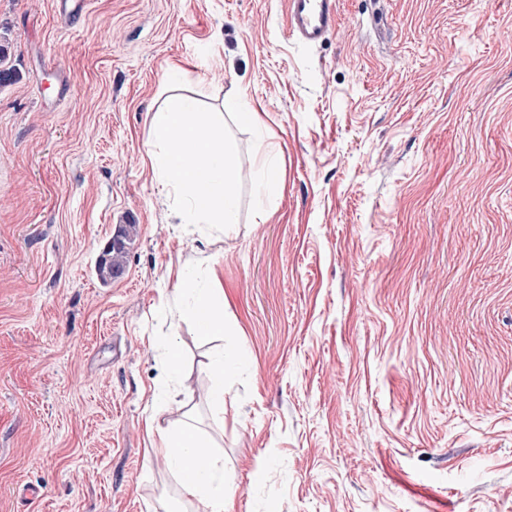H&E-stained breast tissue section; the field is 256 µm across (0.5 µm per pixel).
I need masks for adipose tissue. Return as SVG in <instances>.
<instances>
[{
  "label": "adipose tissue",
  "mask_w": 512,
  "mask_h": 512,
  "mask_svg": "<svg viewBox=\"0 0 512 512\" xmlns=\"http://www.w3.org/2000/svg\"><path fill=\"white\" fill-rule=\"evenodd\" d=\"M243 106L242 96L232 94L224 100L223 113L217 114L198 109L189 97L173 94L155 112L150 139L156 151L149 162L164 184L185 200L181 223L236 224L238 189L229 163L235 146L224 131L222 117L240 116L257 125V114ZM177 318L195 324L201 340L223 335L222 289H194L192 302L178 310ZM147 430L154 452L176 473L183 496L195 501L196 512H224V465L213 460L197 469L195 451L204 442L191 419L162 426L152 417Z\"/></svg>",
  "instance_id": "ef3b65f1"
}]
</instances>
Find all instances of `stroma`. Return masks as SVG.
<instances>
[{
    "label": "stroma",
    "mask_w": 512,
    "mask_h": 512,
    "mask_svg": "<svg viewBox=\"0 0 512 512\" xmlns=\"http://www.w3.org/2000/svg\"><path fill=\"white\" fill-rule=\"evenodd\" d=\"M0 44V512H192L150 445L159 397L230 512H512V0H339L315 47L285 0H0ZM176 91L259 114L224 122L232 230H178L148 164ZM182 266L224 290L212 342L169 317ZM219 347L243 361L220 427ZM116 231H118V235L121 238V245L119 247H113L112 250L107 253L106 258L100 257L98 263V275L104 282L108 281V279H112L111 274L113 272H121L124 269L128 246L136 236V224L119 225ZM233 364V357L224 353V348L215 352L211 358L210 369L215 377L214 388L210 392V407L224 420V373Z\"/></svg>",
    "instance_id": "stroma-1"
}]
</instances>
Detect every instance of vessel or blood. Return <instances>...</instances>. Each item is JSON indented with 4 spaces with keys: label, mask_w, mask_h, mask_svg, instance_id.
<instances>
[{
    "label": "vessel or blood",
    "mask_w": 512,
    "mask_h": 512,
    "mask_svg": "<svg viewBox=\"0 0 512 512\" xmlns=\"http://www.w3.org/2000/svg\"><path fill=\"white\" fill-rule=\"evenodd\" d=\"M337 0H286V31L305 46L322 43L336 25Z\"/></svg>",
    "instance_id": "b4317fda"
}]
</instances>
